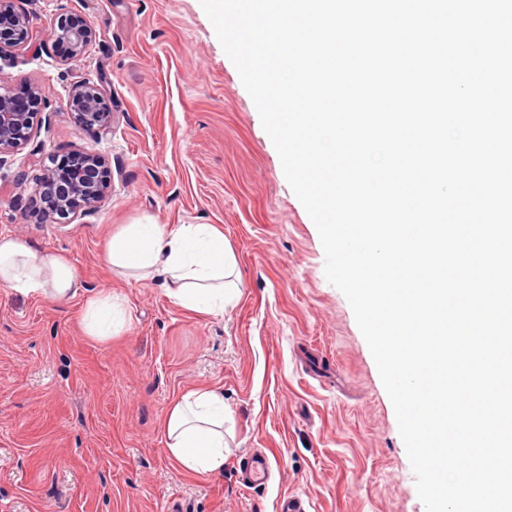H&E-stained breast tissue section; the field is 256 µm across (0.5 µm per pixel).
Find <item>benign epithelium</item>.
Instances as JSON below:
<instances>
[{
    "label": "benign epithelium",
    "instance_id": "1",
    "mask_svg": "<svg viewBox=\"0 0 512 512\" xmlns=\"http://www.w3.org/2000/svg\"><path fill=\"white\" fill-rule=\"evenodd\" d=\"M14 2L0 0V55L31 37L29 17L16 9ZM49 37L67 40L74 55L79 57L95 39V33L88 24H77L61 15L50 29ZM105 94L100 84L88 82L77 87L69 108L79 126L96 127L103 132L110 130L112 113L107 111ZM47 105L48 96L41 89L33 90L27 103L0 91V165L31 141L35 120ZM106 168L105 159L85 151L57 159L54 166L44 169L39 197L48 217L65 222L79 207H95L110 187Z\"/></svg>",
    "mask_w": 512,
    "mask_h": 512
}]
</instances>
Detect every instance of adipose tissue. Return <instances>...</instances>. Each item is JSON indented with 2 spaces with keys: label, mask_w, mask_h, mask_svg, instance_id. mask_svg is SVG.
I'll use <instances>...</instances> for the list:
<instances>
[{
  "label": "adipose tissue",
  "mask_w": 512,
  "mask_h": 512,
  "mask_svg": "<svg viewBox=\"0 0 512 512\" xmlns=\"http://www.w3.org/2000/svg\"><path fill=\"white\" fill-rule=\"evenodd\" d=\"M105 261L123 277L163 278L169 299L186 310L218 316L239 296L236 257L223 231L212 224L122 225L109 241ZM0 286L58 302L79 291L66 257L39 253L9 234H0ZM82 320L87 336L99 341L129 324L120 297L109 291L87 296ZM164 434L171 457L184 473L223 471L234 441L223 393L199 388L179 395L167 411Z\"/></svg>",
  "instance_id": "ef3b65f1"
}]
</instances>
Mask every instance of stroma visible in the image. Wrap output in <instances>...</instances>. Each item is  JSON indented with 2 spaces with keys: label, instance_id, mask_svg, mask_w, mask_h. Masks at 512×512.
<instances>
[{
  "label": "stroma",
  "instance_id": "obj_1",
  "mask_svg": "<svg viewBox=\"0 0 512 512\" xmlns=\"http://www.w3.org/2000/svg\"><path fill=\"white\" fill-rule=\"evenodd\" d=\"M27 44L0 55V88H43L31 142L0 168V233L67 256L81 293L64 303L0 288V512H425L392 402L344 294L325 276L317 228L291 190L239 73L200 0H15ZM96 37L75 62L46 40L59 15ZM104 85L112 128L75 125L68 100ZM111 166L99 207L53 223L36 184L54 159ZM213 224L237 258L241 296L223 315L121 278L104 250L121 225ZM119 294L131 320L106 342L82 326L83 295ZM224 394L235 446L215 475L182 472L162 434L180 394ZM270 459L267 486L236 468Z\"/></svg>",
  "mask_w": 512,
  "mask_h": 512
}]
</instances>
